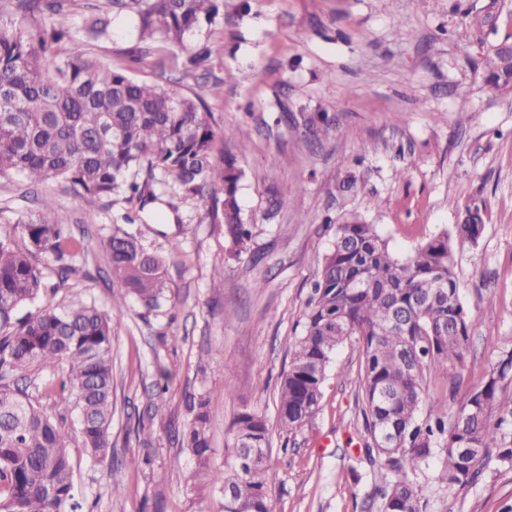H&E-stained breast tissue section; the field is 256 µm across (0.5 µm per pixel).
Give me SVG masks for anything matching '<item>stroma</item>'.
<instances>
[{
    "mask_svg": "<svg viewBox=\"0 0 512 512\" xmlns=\"http://www.w3.org/2000/svg\"><path fill=\"white\" fill-rule=\"evenodd\" d=\"M214 38L220 49L187 76L154 56L130 62L123 19L90 52L139 80L176 79L178 91L213 112L225 153L244 173L238 201L254 226L249 253L232 257L223 225L205 221L197 201L180 203L164 224L139 225L166 260L171 300L159 313L129 301L112 332L111 458L88 455L76 408L57 405L45 388L67 365L15 379L69 442L78 512H224L222 490L193 479L178 443L193 395L207 403L211 468H227L238 412L268 421L274 512H378L368 494L380 474L362 454L358 345L337 350L318 411L288 433L277 422L280 380L334 239L324 221L352 214L406 256L480 208L477 242L453 247L461 301L479 323L464 385L478 384L512 349V93L487 86L480 70L492 45L512 39V0H224ZM37 195L52 197L55 220L88 246L82 272L68 288L45 291L40 305L81 297L109 309L103 239L126 203L86 224L62 181L31 188L0 175V231L33 211ZM278 198L287 205L276 211ZM438 468L430 461L420 478L428 512L512 504L510 469L490 467L476 484L451 490Z\"/></svg>",
    "mask_w": 512,
    "mask_h": 512,
    "instance_id": "obj_1",
    "label": "stroma"
}]
</instances>
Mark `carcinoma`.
<instances>
[{
  "label": "carcinoma",
  "instance_id": "obj_1",
  "mask_svg": "<svg viewBox=\"0 0 512 512\" xmlns=\"http://www.w3.org/2000/svg\"><path fill=\"white\" fill-rule=\"evenodd\" d=\"M75 0H0V174L18 172L32 184L63 180L89 218L122 199L207 200L204 218L224 225L236 256L248 252L251 225L237 199L243 173L234 159L218 157L224 138L199 100L160 82H143L90 54L88 46L111 36L117 18L130 21L132 58L160 61L187 55L184 73L209 58L212 27L224 17V0H88L80 32L69 16ZM196 40L199 48L188 51ZM480 67L501 89L512 70L497 46ZM36 215L0 232V512H77L73 468L65 436L22 388L2 384L32 365L69 364L47 391L73 399L90 457L112 454V329L135 298L148 312L169 301L166 262L143 244L127 211L105 241L118 293L110 310L76 298L62 309L42 307L20 318L47 288H67L84 256L68 224L52 217L43 197ZM453 236L434 237L403 258L357 216L336 225L308 301L303 335L278 394L279 426L301 427L319 408L322 385L336 350L345 342L363 352L360 371L364 444L382 478L368 493L381 512H426L422 466L440 461L448 489L476 483L490 463L512 468V351L502 353L481 382L462 388L466 351L476 317L460 301L450 238L474 243L479 209ZM23 244H18L16 236ZM448 373L456 404L453 420L421 413L430 373ZM193 418L182 444L195 477L232 492L236 509L273 512L277 473L268 457L265 418L242 411L231 426V471L210 468L206 404L190 405ZM246 448L258 449L239 465Z\"/></svg>",
  "mask_w": 512,
  "mask_h": 512
}]
</instances>
